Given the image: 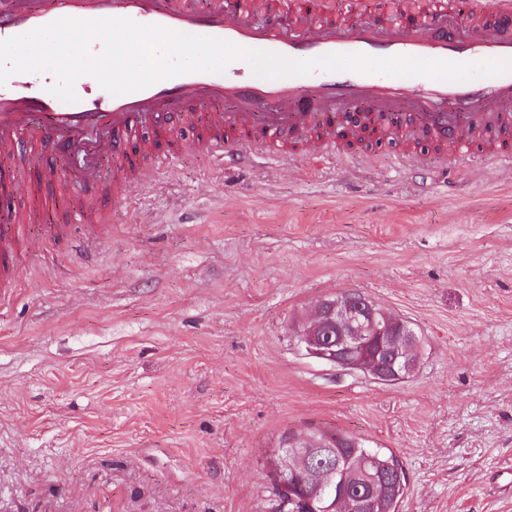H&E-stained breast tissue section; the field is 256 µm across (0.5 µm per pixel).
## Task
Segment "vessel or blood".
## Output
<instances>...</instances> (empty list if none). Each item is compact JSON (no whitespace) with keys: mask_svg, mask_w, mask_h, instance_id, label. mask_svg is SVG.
Returning a JSON list of instances; mask_svg holds the SVG:
<instances>
[{"mask_svg":"<svg viewBox=\"0 0 512 512\" xmlns=\"http://www.w3.org/2000/svg\"><path fill=\"white\" fill-rule=\"evenodd\" d=\"M360 0L337 11L336 0H0V40L61 18H127L178 32L217 37L243 49L291 59L333 53L373 57H422L468 64L512 59V0H389L384 21L360 23ZM263 21H254V14ZM465 16L466 35L440 26L450 14ZM241 59L224 73L188 72L146 89L66 103L41 90L33 73L13 75L0 86V155L27 159L37 145L53 144L59 157L93 149L122 157L112 176L113 199L126 200L144 184L152 165L173 162L175 153L211 156L222 169L248 165L254 152L288 161L291 147L315 142L336 146L337 129L356 139L369 135L401 144V167L421 165V145L456 159L480 151L498 168H512V72L450 82L427 77L315 71L263 79L247 74ZM356 107L347 121L339 105ZM152 123L156 141L134 142ZM175 146L159 152L157 140ZM45 175L67 198L60 223L32 232L33 215L19 212L0 226V288L13 287L19 250L40 256L71 238L86 218L85 195L99 187L92 168L47 164Z\"/></svg>","mask_w":512,"mask_h":512,"instance_id":"1","label":"vessel or blood"}]
</instances>
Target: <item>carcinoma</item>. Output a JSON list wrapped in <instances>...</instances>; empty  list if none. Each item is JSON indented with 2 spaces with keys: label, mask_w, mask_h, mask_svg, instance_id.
I'll return each mask as SVG.
<instances>
[{
  "label": "carcinoma",
  "mask_w": 512,
  "mask_h": 512,
  "mask_svg": "<svg viewBox=\"0 0 512 512\" xmlns=\"http://www.w3.org/2000/svg\"><path fill=\"white\" fill-rule=\"evenodd\" d=\"M305 436L315 445V458L309 459L316 471H336L351 503V512H398L399 503L408 489L407 472L390 450L366 445V440L337 430L309 429ZM272 483L273 512H323L333 506L329 500H307L299 493L305 472L291 463L286 470L282 453L275 449L268 461Z\"/></svg>",
  "instance_id": "carcinoma-1"
}]
</instances>
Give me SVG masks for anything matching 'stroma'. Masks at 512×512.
I'll return each mask as SVG.
<instances>
[{"mask_svg": "<svg viewBox=\"0 0 512 512\" xmlns=\"http://www.w3.org/2000/svg\"><path fill=\"white\" fill-rule=\"evenodd\" d=\"M398 146L199 153L97 204L73 241L19 256L0 301V512H264L289 429L390 448L399 512H512V170L481 155L399 168ZM46 224L52 191L0 196ZM356 290L410 323L394 385L303 355L289 336Z\"/></svg>", "mask_w": 512, "mask_h": 512, "instance_id": "obj_1", "label": "stroma"}]
</instances>
